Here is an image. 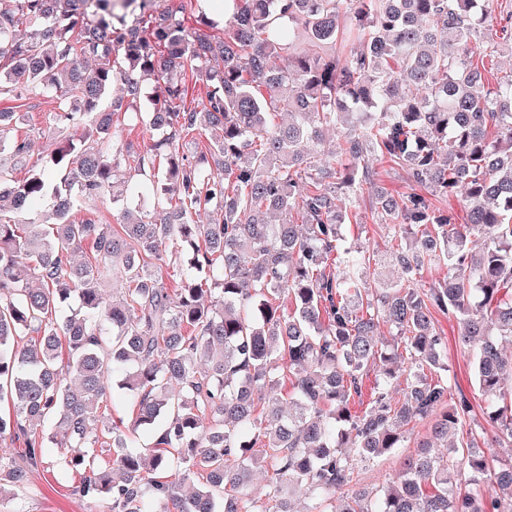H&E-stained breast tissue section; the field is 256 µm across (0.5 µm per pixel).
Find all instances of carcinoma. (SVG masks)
I'll return each instance as SVG.
<instances>
[{
  "instance_id": "cac0c4a2",
  "label": "carcinoma",
  "mask_w": 512,
  "mask_h": 512,
  "mask_svg": "<svg viewBox=\"0 0 512 512\" xmlns=\"http://www.w3.org/2000/svg\"><path fill=\"white\" fill-rule=\"evenodd\" d=\"M233 8L216 37L156 0H0V97L54 96L53 124L72 130L42 168L11 136L18 113L0 112V440L25 447L0 459V498L61 448L75 492L111 512H297L301 493L331 512H512V460L490 464L470 437L446 443L474 408L429 377L448 371L440 312L492 398L484 415L512 439V75L492 83L474 63L512 28L495 29L493 0ZM189 71L207 73L200 109L187 105ZM149 76L157 95L131 113L152 133L141 150L118 122ZM283 108L286 125L274 121ZM338 128L337 155L317 160ZM201 129L211 139L190 162ZM371 156L467 208L458 224L424 194L376 188L400 280L375 291V255L342 245ZM105 193L126 222L73 219ZM201 210L216 218L198 223ZM85 246L92 258L75 260ZM441 263L448 277L416 287ZM108 279L121 285L111 299ZM290 374L288 411L260 407ZM117 389L127 423L114 419ZM427 418L435 442L393 481L341 494ZM98 448L111 460L98 463ZM257 466L271 473L270 507L243 493ZM193 472L202 482L184 487Z\"/></svg>"
}]
</instances>
